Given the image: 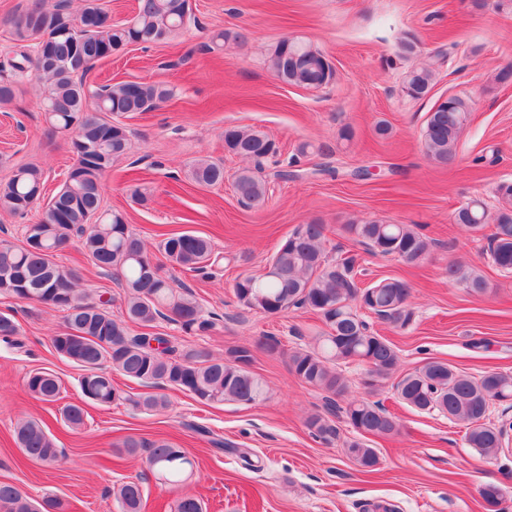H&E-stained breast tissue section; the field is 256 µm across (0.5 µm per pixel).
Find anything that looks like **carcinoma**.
Returning <instances> with one entry per match:
<instances>
[{
	"mask_svg": "<svg viewBox=\"0 0 512 512\" xmlns=\"http://www.w3.org/2000/svg\"><path fill=\"white\" fill-rule=\"evenodd\" d=\"M190 18L189 0H138L135 15L121 23L112 22L101 0H80L77 9L65 4L48 5L47 0H29L10 19L13 40L19 51L7 64L14 73L32 74L45 83L46 121L56 130L71 133L70 151L78 167L70 170L64 183L47 203L38 220L25 227L20 243L0 240V295L66 312L64 327L52 336V346L62 358L82 371L80 389L84 398L99 405L129 402L145 410L168 406L162 393L134 398L112 384L111 367L124 376L157 387L187 393L204 403L235 401L253 404L263 400L264 381L250 370L252 350L246 346L229 349L215 357L201 349L177 351L165 336L147 330L161 320L179 325L188 335L208 333L217 318L203 313L189 288L177 290L163 275L162 265L150 254L145 240L134 233L120 211L103 210V178L112 163L125 156L131 146L124 115L146 112L165 103L171 91L148 82H118L105 89H92L84 74L95 64L129 44H165ZM273 75L287 85L311 88L329 83L334 68L311 42L301 38L280 39L269 49ZM436 83L429 67H415L403 77V92L425 98ZM20 96L19 81L0 79V107L8 108ZM469 99L453 95L428 113L422 130L427 158L441 167L457 162V142L467 123ZM224 150L250 162L278 154L275 140L257 128H224ZM188 177L204 187L224 183V165L200 158L189 166ZM42 169L24 164L0 182V211L24 216L31 212L43 189ZM240 201L258 207L268 197L267 181L251 169L240 170L233 181ZM500 206L493 213L476 200L455 211L454 223L472 232L491 224L489 260L500 272L512 274V182L497 184ZM88 233L82 228L91 219ZM344 230L368 250L391 256L407 266H417L429 252V240L411 224H385L371 220L346 224ZM326 225L318 219L298 224L278 246L263 271L239 278L233 287L236 302L264 316L306 309L320 316L324 328L312 344L288 353L289 370L302 382L330 395L325 412L309 415L305 426L322 443L338 436L331 416L340 412L345 423L361 435L386 438L400 432L401 424L378 403L354 398L337 406L333 397H343L349 382L338 371L342 364L364 368V389L373 393L391 384L397 398L407 406L426 412L437 410L448 419L466 424V443L484 457H497L509 443L512 423L489 419L493 405L512 402V372L467 373L442 360L430 359L411 372L397 375L401 358L395 345L372 331L363 310L377 315L394 329H405L414 321L410 304L412 287L401 278H385L365 288L358 286L359 269L353 256L329 261L324 247ZM78 237L87 262L101 274L113 276L125 288L122 318L110 312L112 298L84 286L78 268L55 262L57 253ZM158 250L170 267L184 273L206 274L221 263L210 239L193 231L171 233ZM448 281L471 295H481L488 285L474 268L454 262L448 265ZM143 329L140 334L132 328ZM20 325L10 313L0 312V339L12 342ZM28 391L40 400L54 401L60 394L59 377L46 371H31ZM64 422L72 429L84 423L78 404L62 409ZM15 441L27 457L44 464L58 461L54 437L35 419H24L15 428ZM348 455L366 473L377 470L376 449L362 441L346 443ZM147 452L148 469L171 487H180L193 464L180 448L166 440L146 441L127 436L115 444L119 454ZM478 494L486 512H504L502 492L493 483L482 485ZM120 512H143L146 506L141 482H122L116 490ZM68 505L56 495L36 499L16 484L0 482V512H67ZM174 512H206L204 501L195 494H182Z\"/></svg>",
	"mask_w": 512,
	"mask_h": 512,
	"instance_id": "cac0c4a2",
	"label": "carcinoma"
}]
</instances>
